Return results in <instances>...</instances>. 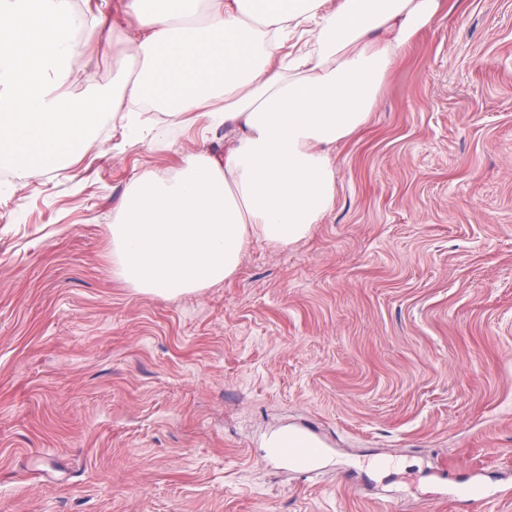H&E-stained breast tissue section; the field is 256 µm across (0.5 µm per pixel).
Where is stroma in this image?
Wrapping results in <instances>:
<instances>
[{"label":"stroma","mask_w":512,"mask_h":512,"mask_svg":"<svg viewBox=\"0 0 512 512\" xmlns=\"http://www.w3.org/2000/svg\"><path fill=\"white\" fill-rule=\"evenodd\" d=\"M122 46L91 44L108 85ZM0 181V512H460L512 479V0H445L333 156L332 211L164 298L112 262L134 171L190 133ZM316 434L310 469L279 459Z\"/></svg>","instance_id":"35a3bbf8"}]
</instances>
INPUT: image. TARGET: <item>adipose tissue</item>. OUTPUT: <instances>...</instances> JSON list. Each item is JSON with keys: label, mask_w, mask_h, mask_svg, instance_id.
I'll return each mask as SVG.
<instances>
[{"label": "adipose tissue", "mask_w": 512, "mask_h": 512, "mask_svg": "<svg viewBox=\"0 0 512 512\" xmlns=\"http://www.w3.org/2000/svg\"><path fill=\"white\" fill-rule=\"evenodd\" d=\"M77 22L74 0H0V166L30 177L79 159L97 121L127 143L163 132L138 106L194 115L196 146L171 173L130 179L112 258L131 287L175 297L232 278L251 236L282 248L336 199L332 154L373 112L396 61L441 0H120ZM122 41L111 86L64 87L80 42ZM223 130V153L208 143Z\"/></svg>", "instance_id": "1"}]
</instances>
